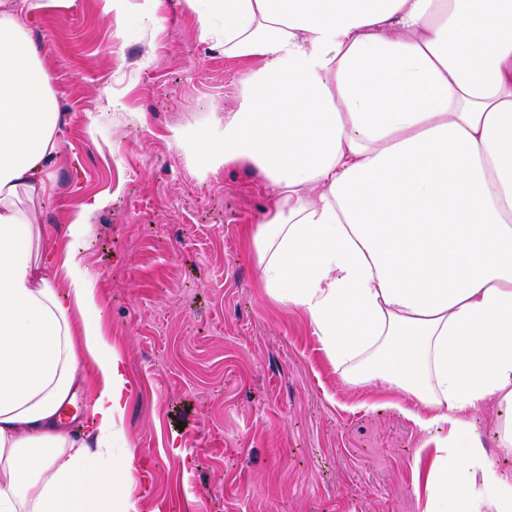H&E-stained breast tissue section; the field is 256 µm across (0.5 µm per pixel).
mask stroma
Here are the masks:
<instances>
[{
	"instance_id": "35a3bbf8",
	"label": "stroma",
	"mask_w": 512,
	"mask_h": 512,
	"mask_svg": "<svg viewBox=\"0 0 512 512\" xmlns=\"http://www.w3.org/2000/svg\"><path fill=\"white\" fill-rule=\"evenodd\" d=\"M141 5L121 28L101 0L26 23L63 118L34 222L61 252L86 214L77 253L126 363L142 512H423L439 433L396 386L345 383L305 312L260 288L240 228L270 206L264 177L172 137L234 111L250 63L201 37L204 0H159L152 21ZM500 414L476 409L470 440L511 477Z\"/></svg>"
}]
</instances>
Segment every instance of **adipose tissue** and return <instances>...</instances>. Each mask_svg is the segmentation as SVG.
Listing matches in <instances>:
<instances>
[{"label": "adipose tissue", "mask_w": 512, "mask_h": 512, "mask_svg": "<svg viewBox=\"0 0 512 512\" xmlns=\"http://www.w3.org/2000/svg\"><path fill=\"white\" fill-rule=\"evenodd\" d=\"M207 2L201 35L256 64L201 140L266 178L271 207L242 227L261 287L308 315L346 382L415 401L422 431L455 444L493 401L511 448L512 0ZM29 8L0 0V512H139L93 276L35 255L16 203L47 195L63 125ZM424 512H512V477L476 445L444 456Z\"/></svg>", "instance_id": "1"}]
</instances>
